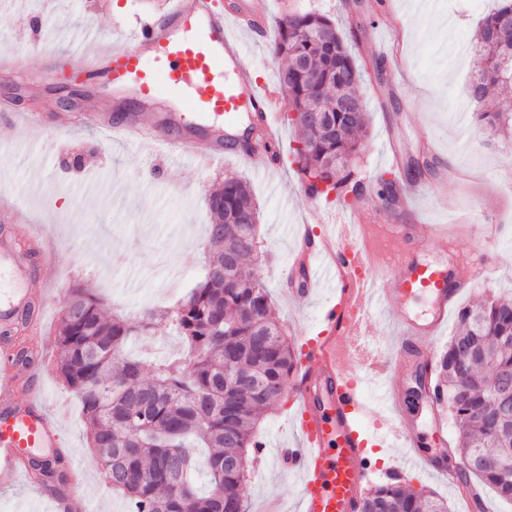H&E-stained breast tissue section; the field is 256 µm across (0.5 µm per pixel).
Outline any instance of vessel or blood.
<instances>
[{"instance_id": "1", "label": "vessel or blood", "mask_w": 512, "mask_h": 512, "mask_svg": "<svg viewBox=\"0 0 512 512\" xmlns=\"http://www.w3.org/2000/svg\"><path fill=\"white\" fill-rule=\"evenodd\" d=\"M267 0H241L232 10L220 0H174L168 14L159 21H146L131 34L133 49H120L96 34H88L73 58L75 70L116 89L135 87L142 99L165 96L187 110L201 109L217 116H234L242 109L253 112L268 141H275L273 120L283 102V92L275 86L258 83L245 60L243 35L258 38L264 33ZM235 79L224 82L225 71ZM208 90L204 103L188 96L189 85ZM179 144L195 163L205 164L223 154L218 134L187 133ZM384 235L400 242L401 250L390 251L387 260L397 267L393 278L377 284L364 277H353L345 268L353 257L348 233L331 239V258L336 263L337 301L325 306L320 319L323 335L309 344L294 376L298 402L296 428L300 443L281 449L289 470L301 475L297 512H359L360 501L373 474L367 440L353 427L357 418L379 419L385 405L397 404L394 386H383L378 400L364 398L361 385L347 374V364L336 353L342 332L352 331L350 306L370 311L392 298L429 293L433 313L419 321L405 308H397L400 329L394 350L385 357L357 353L356 358L371 374L379 375L405 367L417 360L423 380L425 400L430 409L442 403L431 382V360L422 353L423 342L434 336L445 322L449 307L483 269L484 260L471 262H421L411 248L416 233L412 224L383 225ZM8 272L15 287L0 292V325L9 326L18 313L31 304L27 266L17 257L14 242L0 238V273ZM16 366L7 355H0V491L8 492L31 484L28 458L54 459L63 445L59 418L37 395L25 401L16 398ZM405 463L421 464L436 474L457 479L449 471L447 457L423 453L422 442L413 430L394 426L389 430Z\"/></svg>"}]
</instances>
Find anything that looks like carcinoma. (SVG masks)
Here are the masks:
<instances>
[{
    "label": "carcinoma",
    "mask_w": 512,
    "mask_h": 512,
    "mask_svg": "<svg viewBox=\"0 0 512 512\" xmlns=\"http://www.w3.org/2000/svg\"><path fill=\"white\" fill-rule=\"evenodd\" d=\"M492 28L512 37V0H497L480 26L478 68L466 90L478 104L496 88L512 94V61L502 65ZM271 47L285 61L279 86L300 135L295 161L305 193H333L342 203L359 198L353 162L367 123L357 88L368 72L336 22L316 11L285 12ZM477 116L490 132L512 127L508 112L489 108ZM433 170L424 156L388 178L381 173L378 196L394 203L403 179ZM208 205L209 257L181 304L108 319L95 296L73 288L56 330L51 371L80 400L103 481L133 512H245L242 485L248 452L258 446L256 426L299 363L257 274L260 217L246 183L224 178ZM158 325L181 337L186 358L126 355L129 337L150 336ZM433 372L459 425L448 461L465 460L466 473L512 500V298L466 307ZM361 512H448V503L386 482L367 491Z\"/></svg>",
    "instance_id": "obj_1"
}]
</instances>
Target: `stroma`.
Instances as JSON below:
<instances>
[{
    "label": "stroma",
    "instance_id": "obj_1",
    "mask_svg": "<svg viewBox=\"0 0 512 512\" xmlns=\"http://www.w3.org/2000/svg\"><path fill=\"white\" fill-rule=\"evenodd\" d=\"M172 0H0V51L18 53L23 65L0 72V236L16 223L32 226L55 258L40 262L37 248L19 236L22 254L31 262L33 287L62 278L61 291L35 310L33 322L0 333V343L25 344L30 357L53 349L55 328L73 286L87 289L105 312L134 315L148 304L176 306L200 280L206 262L208 197L225 177L245 180L260 206L259 238L266 259L259 268L278 321L296 347L318 338L322 306L336 291V278L324 274L316 295L286 293V280L296 265L304 234L335 233L337 225L415 224L421 236L448 237L462 256H491L487 278L463 288L446 323L424 349L437 358L453 335L459 309L489 295L512 296V136L492 134L473 120L463 106L462 91L475 73L474 35L494 0H269L268 18L284 10L317 11L335 20L343 34H354V56L366 66L381 64V78L367 77L358 92L366 103L368 138L355 170L372 186L392 164L416 158L415 145H431L440 162L429 179V193L412 207L375 200L372 214L363 201L314 199L305 195L294 150L299 138L287 121L278 124V163L265 154L233 156L204 168L178 154L156 130V143L133 145L101 128L60 127L52 106L70 96L75 106L91 105L113 113L112 93L80 81L46 80L40 70L48 55L67 61L95 28L113 45L129 48V34L142 21L166 15ZM40 7L45 19L34 30L27 18ZM41 119L38 127L2 121L5 111ZM85 154L84 166H61L71 152ZM94 196H87V186ZM46 405L61 403L68 459L81 466L84 481L75 492L81 512H129V504L113 497L102 482L88 446L82 407L51 372L43 374ZM399 408L381 420L362 422L368 451L377 471L373 483L398 456L384 442L385 431L403 422L425 442L427 455L454 442L456 427L448 410L431 413L420 396L417 371L399 370ZM294 390L286 388L279 402L260 420L257 434L266 456L250 465L243 499L249 512H265L271 500L293 506L300 478L277 460V450L295 443L292 418ZM405 482L448 503V512H469L458 485L422 466L409 467Z\"/></svg>",
    "mask_w": 512,
    "mask_h": 512
}]
</instances>
